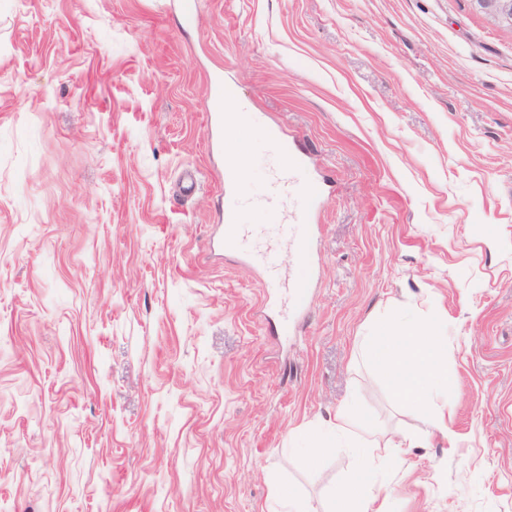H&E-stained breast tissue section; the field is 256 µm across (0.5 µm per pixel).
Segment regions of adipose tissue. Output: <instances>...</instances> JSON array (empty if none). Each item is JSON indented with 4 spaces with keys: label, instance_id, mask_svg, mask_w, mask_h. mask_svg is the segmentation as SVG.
Masks as SVG:
<instances>
[{
    "label": "adipose tissue",
    "instance_id": "obj_1",
    "mask_svg": "<svg viewBox=\"0 0 512 512\" xmlns=\"http://www.w3.org/2000/svg\"><path fill=\"white\" fill-rule=\"evenodd\" d=\"M447 344V337L435 327L393 319L378 325L364 353L377 371L390 377L394 393L418 407L425 417L428 434L450 440L454 437L448 425L451 409L438 404L440 396L448 391L444 372ZM359 424V418L349 410H337L333 421L314 434L313 446L299 458V465H313L328 450L338 447L341 438Z\"/></svg>",
    "mask_w": 512,
    "mask_h": 512
}]
</instances>
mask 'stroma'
Instances as JSON below:
<instances>
[{"mask_svg": "<svg viewBox=\"0 0 512 512\" xmlns=\"http://www.w3.org/2000/svg\"><path fill=\"white\" fill-rule=\"evenodd\" d=\"M326 182L316 248L262 255L260 135L226 181L209 79ZM400 312L448 338L449 426L365 493L382 512H512V27L475 0H0V512H330L360 481L308 433L350 405L425 429L362 348ZM240 203L231 197H227L224 207V239L223 246L226 250H237L243 237V225L236 223V213Z\"/></svg>", "mask_w": 512, "mask_h": 512, "instance_id": "35a3bbf8", "label": "stroma"}]
</instances>
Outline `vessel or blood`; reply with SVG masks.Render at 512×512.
<instances>
[{"instance_id":"obj_1","label":"vessel or blood","mask_w":512,"mask_h":512,"mask_svg":"<svg viewBox=\"0 0 512 512\" xmlns=\"http://www.w3.org/2000/svg\"><path fill=\"white\" fill-rule=\"evenodd\" d=\"M235 95L234 87L224 85L223 82L216 80L211 85L206 101L207 117L213 131L212 145L229 157L230 163L226 172L230 175L237 174L240 169L238 160L240 145L224 140V107L234 100ZM236 119L242 122L244 133L264 134L277 154L288 164L287 170L274 174V180L278 187L275 202L283 207L284 212L281 233L276 243L269 247L266 255L267 285L271 288L286 289L290 304L297 309H304L308 298L307 284L301 279L286 276L281 268L279 249L283 246L287 247L301 261L312 255L315 249V235L311 224V215L314 202L322 193V186L317 182L300 186L291 181V171L304 166L306 157L296 150L287 138L282 137L275 128L258 124L247 113L237 114ZM239 207L240 204L236 199L226 198L223 246L228 250L237 249L242 241L243 227L236 222V213Z\"/></svg>"}]
</instances>
